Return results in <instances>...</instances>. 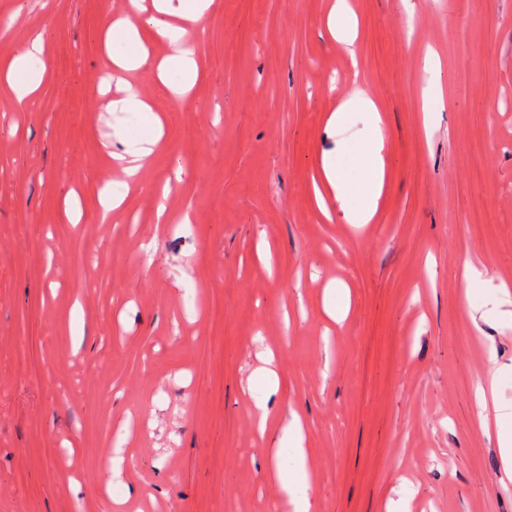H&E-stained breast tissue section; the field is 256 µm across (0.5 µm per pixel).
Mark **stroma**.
<instances>
[{"label":"stroma","mask_w":512,"mask_h":512,"mask_svg":"<svg viewBox=\"0 0 512 512\" xmlns=\"http://www.w3.org/2000/svg\"><path fill=\"white\" fill-rule=\"evenodd\" d=\"M330 3L213 0L189 32L201 75L183 101L154 80L171 49L151 42L131 80L163 135L108 217L127 115L102 84L101 25L126 0H0V57L39 32L48 44L27 107L0 94V512H219L225 493L235 512H272L291 409L307 425L311 512H512L475 404L492 353L494 395L512 403L499 317L512 311V0H351L354 63L326 27ZM357 84L387 140V190L361 231L311 187L324 153L368 134L356 108L327 126ZM469 259L491 281L468 296ZM334 280L350 310L330 331ZM21 347L45 380L20 375ZM268 350L284 375L260 436ZM119 441L131 464L115 479L99 458Z\"/></svg>","instance_id":"1"}]
</instances>
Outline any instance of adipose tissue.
Segmentation results:
<instances>
[{"label": "adipose tissue", "mask_w": 512, "mask_h": 512, "mask_svg": "<svg viewBox=\"0 0 512 512\" xmlns=\"http://www.w3.org/2000/svg\"><path fill=\"white\" fill-rule=\"evenodd\" d=\"M212 0H153L152 11L142 7L105 18L107 63L116 72L118 92L111 102L112 110L141 116L143 129L118 126L114 137L126 147L123 171L138 176L154 152L161 137V122L141 90L126 80V73L139 70L145 63L146 36L166 42L172 52L159 65L157 76L177 99H184L198 78V67L187 36L188 25L205 21ZM46 46L43 34L30 37L18 50L0 62V90L16 102L33 98L43 79L42 63ZM366 112L370 132L365 139L346 147L347 167H340L336 156L324 154L320 161L322 189L319 200L330 199L347 223L364 226L374 223L378 201L386 185L387 142L383 119L376 100L363 87H355L346 104L340 105L328 118L329 127L341 126L349 106ZM475 400L481 421H493L502 440V456L512 469V405L488 402L485 387H477ZM284 438L293 453L289 465H274L269 474L271 484L284 503L294 512H310L308 490L312 474L304 450V425L296 412H289Z\"/></svg>", "instance_id": "obj_1"}]
</instances>
